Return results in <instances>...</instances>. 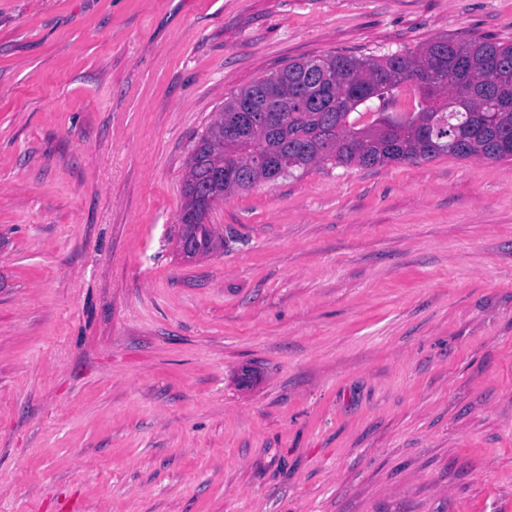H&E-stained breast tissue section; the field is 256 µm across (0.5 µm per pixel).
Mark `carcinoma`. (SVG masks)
I'll return each mask as SVG.
<instances>
[{"label":"carcinoma","instance_id":"obj_1","mask_svg":"<svg viewBox=\"0 0 512 512\" xmlns=\"http://www.w3.org/2000/svg\"><path fill=\"white\" fill-rule=\"evenodd\" d=\"M444 96L436 109L424 94ZM403 90L418 95L406 112H373ZM440 156L512 157V45L489 39H437L415 52L360 58L325 55L288 64L231 96L194 144L183 183L180 235L205 253L217 247L208 215L228 195L292 177L317 164L376 167ZM220 167L232 178L198 202L191 184Z\"/></svg>","mask_w":512,"mask_h":512}]
</instances>
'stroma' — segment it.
<instances>
[{
    "mask_svg": "<svg viewBox=\"0 0 512 512\" xmlns=\"http://www.w3.org/2000/svg\"><path fill=\"white\" fill-rule=\"evenodd\" d=\"M512 43V0H0V512H512V160L319 164L176 249L288 63Z\"/></svg>",
    "mask_w": 512,
    "mask_h": 512,
    "instance_id": "obj_1",
    "label": "stroma"
}]
</instances>
